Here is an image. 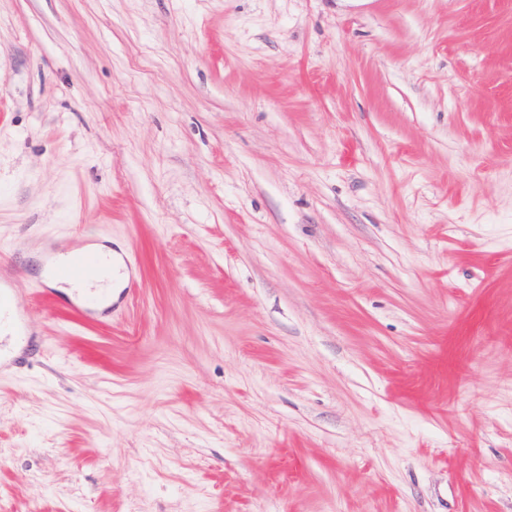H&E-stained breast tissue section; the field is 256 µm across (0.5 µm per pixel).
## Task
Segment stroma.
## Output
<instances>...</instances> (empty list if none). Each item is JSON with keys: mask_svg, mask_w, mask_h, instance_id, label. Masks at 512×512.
Segmentation results:
<instances>
[{"mask_svg": "<svg viewBox=\"0 0 512 512\" xmlns=\"http://www.w3.org/2000/svg\"><path fill=\"white\" fill-rule=\"evenodd\" d=\"M1 258L0 512H512V0H0ZM88 250L94 253V257L98 261L99 274L92 280L85 282H74L71 280H85L95 273L94 267L90 266L82 257L75 255L69 258L67 262L62 264L58 273L61 276L71 280L60 279L54 271L49 270V266H45L41 272L42 276L53 286H57L58 283H66L69 287L65 290L71 297H74V293L77 298H82L90 293H96L100 296L108 297L107 301L101 304V307H105L112 302V288H120L122 276L115 273L112 278V262L118 266L116 261L115 252L112 249L105 247L88 248ZM95 290L92 291L91 289ZM15 288L9 280L0 278V367L7 353L4 351L6 342L25 340L29 336L27 326L18 316Z\"/></svg>", "mask_w": 512, "mask_h": 512, "instance_id": "obj_1", "label": "stroma"}]
</instances>
